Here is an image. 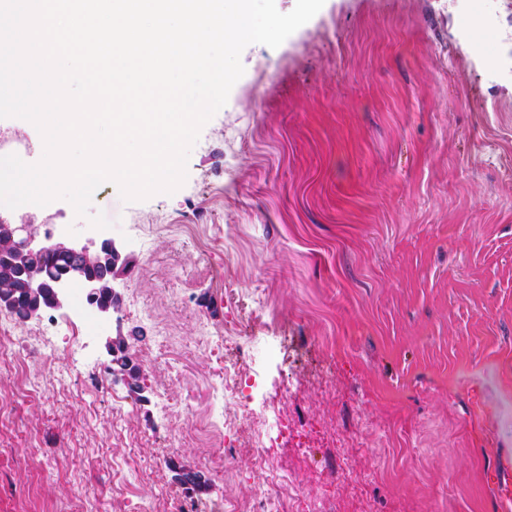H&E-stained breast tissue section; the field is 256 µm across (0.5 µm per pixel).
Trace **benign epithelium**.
<instances>
[{
    "mask_svg": "<svg viewBox=\"0 0 512 512\" xmlns=\"http://www.w3.org/2000/svg\"><path fill=\"white\" fill-rule=\"evenodd\" d=\"M48 253L72 256L77 260L76 266L90 261L103 265L105 276L113 284L124 275L130 256L123 245L110 238L79 241L50 232L40 233L33 224L26 222L11 224L0 219V263L14 268L16 276L23 281L28 296H15L11 288L0 289V308L19 313L26 319L39 315L40 305L27 304L43 294L48 295L50 309H62L67 306L70 295V282L56 276L43 265V258ZM85 300L89 307L100 316L109 317L119 311L122 296L117 288H111L112 307H103L97 301V285L90 282L83 286ZM107 353L110 356L108 372L114 379H119L129 388H136L139 368L129 352L128 342L118 332L107 338Z\"/></svg>",
    "mask_w": 512,
    "mask_h": 512,
    "instance_id": "obj_1",
    "label": "benign epithelium"
}]
</instances>
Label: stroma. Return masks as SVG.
<instances>
[{
    "label": "stroma",
    "instance_id": "35a3bbf8",
    "mask_svg": "<svg viewBox=\"0 0 512 512\" xmlns=\"http://www.w3.org/2000/svg\"><path fill=\"white\" fill-rule=\"evenodd\" d=\"M463 0H325L202 128L184 184L90 214L131 256L118 319L73 300L0 357V512H248L271 482L224 371L288 419L289 512H501L512 459V72L488 77ZM89 238L66 200L7 211ZM122 330L140 391L96 392ZM347 462L346 481L334 470ZM201 475L182 484L180 470ZM304 492H297V485Z\"/></svg>",
    "mask_w": 512,
    "mask_h": 512
}]
</instances>
